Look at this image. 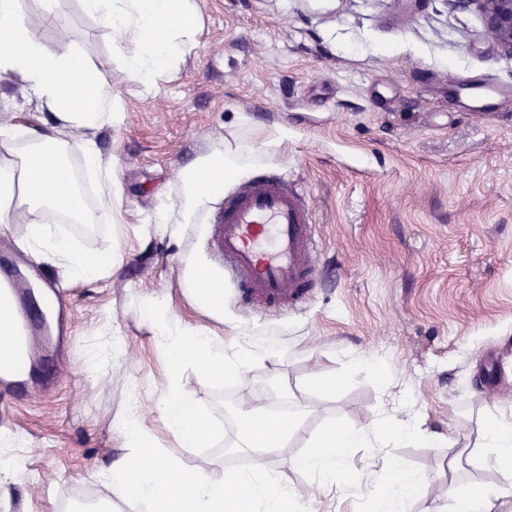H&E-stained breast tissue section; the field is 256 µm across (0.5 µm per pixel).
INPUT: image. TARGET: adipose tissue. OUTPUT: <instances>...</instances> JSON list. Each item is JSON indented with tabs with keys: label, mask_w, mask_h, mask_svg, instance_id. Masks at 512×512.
<instances>
[{
	"label": "adipose tissue",
	"mask_w": 512,
	"mask_h": 512,
	"mask_svg": "<svg viewBox=\"0 0 512 512\" xmlns=\"http://www.w3.org/2000/svg\"><path fill=\"white\" fill-rule=\"evenodd\" d=\"M82 4L87 13L106 21L114 40L125 50L128 70L146 84L178 54L180 36L192 33L195 26L191 0H82ZM30 24L19 10V0H0V75L20 77L39 106L55 114L57 123L23 132L0 128V147L6 151L0 158V228L19 226V241L35 259L50 256L63 262L74 278H93L111 269V255L75 251L38 216L52 212L74 223L85 222L79 193L62 175L73 153L89 169H102L90 132L115 120L112 88L93 79L77 40L45 47L30 39ZM21 208L34 213V220L18 223L16 213ZM189 357L201 370H217L228 379L240 378L253 363L250 351L239 348L229 353L223 343L200 335L183 336L172 345V370H179ZM160 410L167 428L184 447L196 448L208 439L209 428L198 408L179 394L166 397ZM119 426L129 437L132 452L121 467L102 472L100 478L114 494L137 502L142 512H241L245 502L251 512H291L293 508L287 477L271 474L265 466L278 442L264 445L250 471L222 466L198 470L174 494L169 489L170 456L148 445L136 417L120 420ZM481 440L483 447L491 449L494 466L512 481V414H493ZM370 441H414L429 446L438 444L439 437L420 431L406 414L389 416L369 430L334 425L315 439L297 466L317 476H335L351 449ZM417 485L414 476L388 463L373 493L372 512H404ZM511 495L507 488L479 491L466 483L448 487L455 512H492L498 500Z\"/></svg>",
	"instance_id": "ef3b65f1"
}]
</instances>
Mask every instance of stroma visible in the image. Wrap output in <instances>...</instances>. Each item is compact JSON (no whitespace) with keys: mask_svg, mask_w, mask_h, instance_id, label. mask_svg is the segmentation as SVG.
Returning a JSON list of instances; mask_svg holds the SVG:
<instances>
[{"mask_svg":"<svg viewBox=\"0 0 512 512\" xmlns=\"http://www.w3.org/2000/svg\"><path fill=\"white\" fill-rule=\"evenodd\" d=\"M196 29L152 84L127 69L108 24L81 0H20L29 35L51 47L78 38L99 81L111 85L120 119L92 137L107 176L70 170L87 211L115 181L111 221L84 232L54 214L45 223L112 270L73 280L54 260L34 261L10 232L0 248L37 279L55 282L68 330L43 336L37 371L0 391V431L27 473L0 483V512H72L85 496L137 512L96 478L130 450L113 429L136 413L150 446L179 471L252 466L232 455L235 410L261 395L269 416L294 399L304 428L268 460L286 475L298 506L371 512L373 482L391 459L421 479L407 512H453L448 486L504 483L477 438L496 410H512V58L502 55L478 11L445 0H193ZM52 113L24 82L0 77V126L42 128ZM240 156L223 186L255 173L288 180L315 224L316 285L302 306L262 313L233 284L208 305L198 273L223 274L204 226L216 198L186 204L183 183L206 162ZM163 300L171 334L202 333L250 350L247 374L227 380L194 362L170 373L171 335L145 310ZM121 353L89 371L113 337ZM373 357L393 376L381 386ZM335 390H326V383ZM207 421L206 446L180 447L159 406L170 392ZM410 399L440 446L389 443L353 449L359 488L296 468L314 436L333 424L366 428Z\"/></svg>","mask_w":512,"mask_h":512,"instance_id":"1","label":"stroma"}]
</instances>
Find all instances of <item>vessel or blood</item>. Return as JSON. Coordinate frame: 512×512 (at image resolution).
<instances>
[{
	"mask_svg": "<svg viewBox=\"0 0 512 512\" xmlns=\"http://www.w3.org/2000/svg\"><path fill=\"white\" fill-rule=\"evenodd\" d=\"M205 230L246 305L285 313L307 301L315 280L313 224L305 201L281 176L262 173L220 194ZM33 327L20 308L0 313L6 343L24 344Z\"/></svg>",
	"mask_w": 512,
	"mask_h": 512,
	"instance_id": "obj_1",
	"label": "vessel or blood"
}]
</instances>
